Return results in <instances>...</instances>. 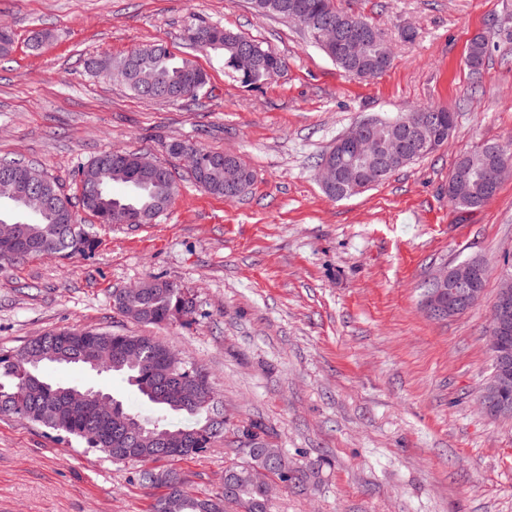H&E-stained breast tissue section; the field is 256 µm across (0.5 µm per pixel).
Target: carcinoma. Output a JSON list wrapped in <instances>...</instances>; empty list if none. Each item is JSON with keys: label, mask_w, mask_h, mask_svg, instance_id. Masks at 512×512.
Listing matches in <instances>:
<instances>
[{"label": "carcinoma", "mask_w": 512, "mask_h": 512, "mask_svg": "<svg viewBox=\"0 0 512 512\" xmlns=\"http://www.w3.org/2000/svg\"><path fill=\"white\" fill-rule=\"evenodd\" d=\"M254 12L259 16H278L296 21L301 17L307 23L304 30L315 43L343 72L352 73L354 62L341 58L336 47L319 40L320 28L337 27L344 18L357 19L360 24L347 29L353 38H362L359 62L370 64L386 46L383 32L372 22L349 11L336 8L333 0H251ZM209 28L213 34L207 42L198 45L203 50L221 51L224 67L234 70L232 60L237 55L238 45L249 37L218 25L199 23L187 29L197 32ZM263 59L254 68L248 84H257L268 78L269 70L282 69L284 60L272 50L256 43ZM488 43L484 36H474L469 44L465 64L470 75L479 78ZM136 62L129 56L91 60L88 66L94 71L104 69L109 77L124 83V86L139 98L172 101L170 92L180 86H194L192 98H197L208 85L207 74L193 61L177 56L163 43H152L132 50ZM435 115L432 126L417 125L412 131L416 140H440L454 133V113L444 107H417L396 118H381L376 128L378 138L392 142L400 138L406 117ZM222 156L224 164L208 165L200 176L191 175L195 185L207 192L224 195V182L228 170H236L246 184L253 181V173L242 159L233 154L208 151ZM133 152H126L120 160L113 153L105 152L87 163L77 166L78 183L97 189L100 209L92 216L101 224L107 223V211L128 208L134 211L167 210L178 183L172 171L161 166L160 171L131 168ZM500 162L512 163V149L498 157L489 148L463 155L453 171L463 169L465 180L448 188V200L458 209L474 211L485 206L496 195L498 188L492 182V174ZM380 159L369 155L362 161L366 176L359 187H351L342 179L326 194L336 200L361 194L376 185V172ZM10 171L15 179L42 187L47 192L58 193L53 205L33 215L30 220H21L23 203L8 195L6 185L10 180L4 172ZM121 184L129 189L128 194L118 196L112 188ZM71 199L61 185L36 167L20 161L0 160V254L11 253L8 260H0V269L13 265L28 256H48L68 259L87 256L96 248V240L83 224H62L58 210L71 205ZM141 291H119L112 293L115 309L136 322L162 325L186 319L194 313L193 301L178 286L164 280L153 279L140 284ZM97 349L105 358L101 371L120 377L129 387L150 404L158 415L146 419L125 407L118 398H112V414L131 416L144 425V430L129 436H116L107 430L95 412L82 416L70 415L60 402L69 393L78 392L76 386L55 383L49 375L50 369L61 364L89 366L80 353L87 347ZM167 346L152 342L146 336L121 335L87 328H62L45 332L32 338L26 347L17 353L0 352V415L22 416L26 420L42 425L55 432L73 436L89 448L105 453L112 461L174 462L204 452L212 440L224 433V412L219 409L217 397L207 374L191 362L178 368V374L189 379L202 380L199 398L186 404L168 392L162 378L169 372L165 356ZM262 468L282 481L289 480L288 461L279 452H268L258 442L251 443L248 460L232 464L224 470V486L221 495L213 498L199 497L187 487L186 480L173 468L152 469L140 472V481L160 490L154 498L151 512H226L231 505L235 512H269V500L264 489L255 483L251 472Z\"/></svg>", "instance_id": "1"}]
</instances>
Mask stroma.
Returning <instances> with one entry per match:
<instances>
[{"label": "stroma", "mask_w": 512, "mask_h": 512, "mask_svg": "<svg viewBox=\"0 0 512 512\" xmlns=\"http://www.w3.org/2000/svg\"><path fill=\"white\" fill-rule=\"evenodd\" d=\"M334 3L386 35L393 62L377 78L345 75L301 28L255 15L249 0H0L14 39L0 56V159H25L74 196L78 164L146 152L179 184L151 224L79 213L97 240L88 256L0 270V351L54 329L101 328L156 337L205 369L224 434L176 464L201 497L221 493L226 465L247 461L253 430L305 479L275 482L270 512H512V419L479 405L491 304L512 261V177L478 210L448 200L459 157L512 143V29L497 25L512 0ZM202 22L263 42L285 69L243 84L223 55L186 40ZM408 27L414 40L400 37ZM478 34L489 52L475 79L465 56ZM153 42L201 67L207 95L145 100L86 67ZM416 106L453 112L448 144L363 194H324L319 155L355 122ZM175 140L241 157L252 185L233 200L195 186L165 150ZM471 257L486 266L483 299L429 318L432 274ZM155 278L192 299L188 320L144 325L114 309V291ZM52 375L152 413L118 377L77 364ZM143 468L0 416V512H150Z\"/></svg>", "instance_id": "1"}]
</instances>
